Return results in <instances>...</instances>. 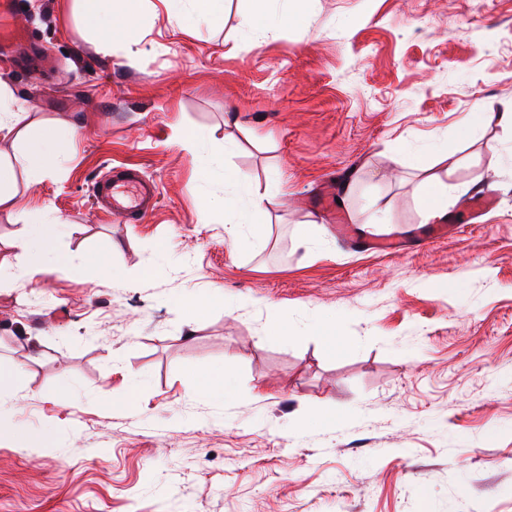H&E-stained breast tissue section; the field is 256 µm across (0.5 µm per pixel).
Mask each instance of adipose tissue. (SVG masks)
<instances>
[{"label":"adipose tissue","mask_w":512,"mask_h":512,"mask_svg":"<svg viewBox=\"0 0 512 512\" xmlns=\"http://www.w3.org/2000/svg\"><path fill=\"white\" fill-rule=\"evenodd\" d=\"M75 2L82 22L95 30L100 42H110L117 34H129V13L134 0H113L112 7L106 11L102 10L100 0ZM18 123L19 115L13 110L11 96L7 89L0 87V140L9 139L19 144L20 162L30 181L36 182L47 173V157L72 138L73 130L67 125L51 124L33 134L19 128ZM206 167L219 172L224 181V221L235 229L231 236L232 247H239L242 242L241 228H248L252 235H261L263 225L258 222L257 217L266 210L268 198L250 196L247 181L238 173L225 169L220 161L207 160ZM63 226V219L57 215L48 217L44 222L29 225L26 233L17 242L18 249L32 258L24 270L25 276L33 278L52 272H63L78 278L87 269L93 268L104 277H112V267L103 258H77L55 252L53 242Z\"/></svg>","instance_id":"1"}]
</instances>
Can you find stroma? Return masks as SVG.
Wrapping results in <instances>:
<instances>
[{
    "instance_id": "obj_1",
    "label": "stroma",
    "mask_w": 512,
    "mask_h": 512,
    "mask_svg": "<svg viewBox=\"0 0 512 512\" xmlns=\"http://www.w3.org/2000/svg\"><path fill=\"white\" fill-rule=\"evenodd\" d=\"M25 2L42 75L0 61V82L23 124L75 133L38 184L16 169L0 211V364L26 369L0 424V512H512V0H303L275 30L240 27L251 0L185 27L141 0L134 46L93 43L74 0ZM177 127L253 194L279 187L263 237L232 248L224 183ZM119 166L157 186L144 220L97 203ZM426 168L459 229L419 245ZM324 183L362 236L402 249L343 242ZM485 186L497 204L470 223ZM49 209L60 252L119 277L15 276V240ZM205 292V315L179 307ZM275 313L287 336L268 335ZM224 361L235 397H191ZM47 426L49 447L10 436Z\"/></svg>"
}]
</instances>
